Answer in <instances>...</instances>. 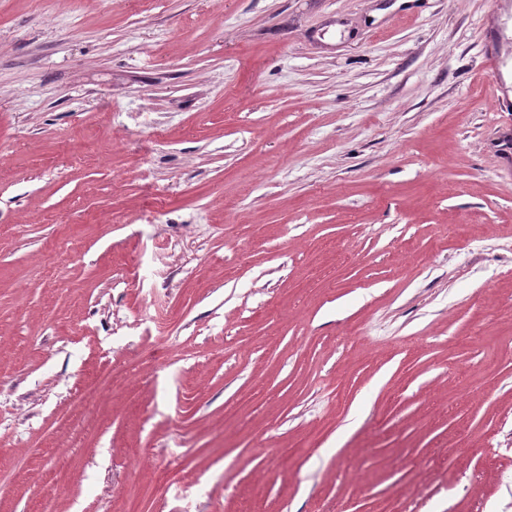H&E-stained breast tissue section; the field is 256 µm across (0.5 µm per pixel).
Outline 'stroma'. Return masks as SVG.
I'll use <instances>...</instances> for the list:
<instances>
[{
  "instance_id": "obj_1",
  "label": "stroma",
  "mask_w": 512,
  "mask_h": 512,
  "mask_svg": "<svg viewBox=\"0 0 512 512\" xmlns=\"http://www.w3.org/2000/svg\"><path fill=\"white\" fill-rule=\"evenodd\" d=\"M509 343L512 0H0V512H512Z\"/></svg>"
}]
</instances>
